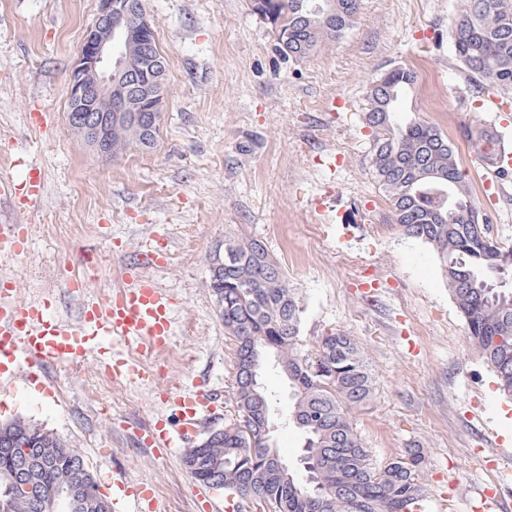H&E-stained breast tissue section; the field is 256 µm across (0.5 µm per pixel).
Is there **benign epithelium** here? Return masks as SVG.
<instances>
[{"instance_id":"7a95c632","label":"benign epithelium","mask_w":512,"mask_h":512,"mask_svg":"<svg viewBox=\"0 0 512 512\" xmlns=\"http://www.w3.org/2000/svg\"><path fill=\"white\" fill-rule=\"evenodd\" d=\"M156 41L145 12L128 0H99L68 78L67 123L99 156L112 155V130L130 125L142 150L154 147L165 103L163 61L146 56L142 73L130 75L126 58Z\"/></svg>"}]
</instances>
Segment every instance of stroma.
Here are the masks:
<instances>
[{
	"mask_svg": "<svg viewBox=\"0 0 512 512\" xmlns=\"http://www.w3.org/2000/svg\"><path fill=\"white\" fill-rule=\"evenodd\" d=\"M460 0H360L354 26L313 56L286 62L250 0H145L167 66L165 115L151 151L103 159L66 122L68 74L99 0H0V177L41 169L42 198L0 205L27 227L25 249L0 250V280L22 304L50 302L75 322L84 296L121 289L131 254L160 234L164 264L144 275L173 301L189 357L156 384L91 390L94 358L50 368L49 390L24 373L0 377V422L21 419L84 457L104 495L119 483L154 493L162 512H202L183 451L140 445L138 430L176 423L164 395L199 384L234 413L235 343L209 288L228 237L261 240L305 312L306 347L331 331L355 336L375 378L353 426L376 464L408 448L424 457V512H470L484 490L512 489V397L471 348L464 316L426 244L393 223L370 167L361 123L368 85L385 70L418 71L397 121L438 126L472 197L512 247V174L473 148L483 129L512 136V91L472 78L449 34ZM82 283L70 292L64 282ZM282 457L301 470L303 435L289 418L276 366L262 379Z\"/></svg>",
	"mask_w": 512,
	"mask_h": 512,
	"instance_id": "35a3bbf8",
	"label": "stroma"
}]
</instances>
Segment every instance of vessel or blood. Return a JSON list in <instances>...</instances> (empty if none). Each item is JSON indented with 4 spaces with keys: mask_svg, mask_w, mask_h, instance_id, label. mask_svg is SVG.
<instances>
[{
    "mask_svg": "<svg viewBox=\"0 0 512 512\" xmlns=\"http://www.w3.org/2000/svg\"><path fill=\"white\" fill-rule=\"evenodd\" d=\"M40 194L39 170H26L17 179L0 177L1 203L23 197L34 205ZM171 334V300L141 281L122 289L116 298L83 304L74 324L61 322L42 308L15 303L10 288L0 289V375L21 368L34 383L45 367L91 356L113 378L146 384L153 379L148 367L131 358L115 359L112 347L121 341L138 352L150 350L168 343ZM173 403L180 415L178 426L161 423L146 429L147 445L166 451L188 447L212 398L207 391L192 388L177 392Z\"/></svg>",
    "mask_w": 512,
    "mask_h": 512,
    "instance_id": "vessel-or-blood-1",
    "label": "vessel or blood"
}]
</instances>
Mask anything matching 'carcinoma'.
<instances>
[{"label": "carcinoma", "mask_w": 512, "mask_h": 512, "mask_svg": "<svg viewBox=\"0 0 512 512\" xmlns=\"http://www.w3.org/2000/svg\"><path fill=\"white\" fill-rule=\"evenodd\" d=\"M319 2L322 12L312 11ZM255 8L282 30L287 60L310 57L350 27L359 0H257ZM457 60L479 81L512 88V0H463L451 29ZM413 71L395 66L366 93L363 125L371 130V167L394 223L437 254L448 290L466 319L469 339L493 369L500 390L512 395V248L483 230L489 224L471 197L448 138L422 121L394 119ZM477 152L495 151L494 132L482 130ZM138 148L132 131L112 134V155ZM237 260L224 263V332L236 343L235 415L224 437L200 449L190 470L210 488L224 489L270 512H414L425 496L421 452L409 448L383 465L373 462L352 424V414L374 397L371 369L359 342L342 331L319 338L304 352V308L282 266L255 239L233 237ZM265 346L288 367L290 419L305 433L304 463L319 489L300 493L294 473L283 476L268 458L259 387L240 371L251 346ZM34 477L46 493L63 492L58 512H112L111 503L79 452L51 431L22 420L0 424V512H35L27 493L8 487L12 476Z\"/></svg>", "instance_id": "obj_1"}]
</instances>
